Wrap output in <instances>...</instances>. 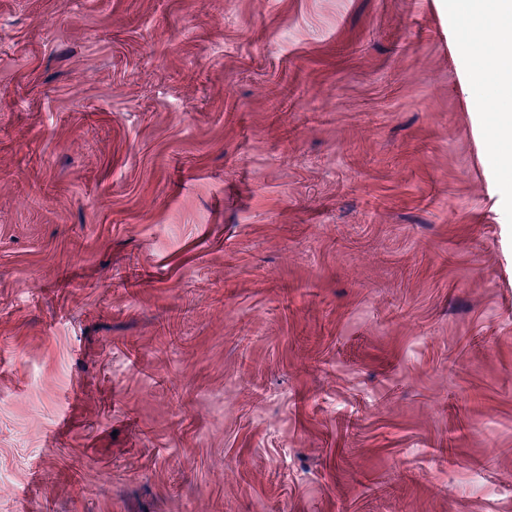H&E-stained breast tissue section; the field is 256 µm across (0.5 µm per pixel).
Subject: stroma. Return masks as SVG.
I'll return each instance as SVG.
<instances>
[{
  "label": "stroma",
  "mask_w": 512,
  "mask_h": 512,
  "mask_svg": "<svg viewBox=\"0 0 512 512\" xmlns=\"http://www.w3.org/2000/svg\"><path fill=\"white\" fill-rule=\"evenodd\" d=\"M481 27L0 0V512H512Z\"/></svg>",
  "instance_id": "obj_1"
}]
</instances>
